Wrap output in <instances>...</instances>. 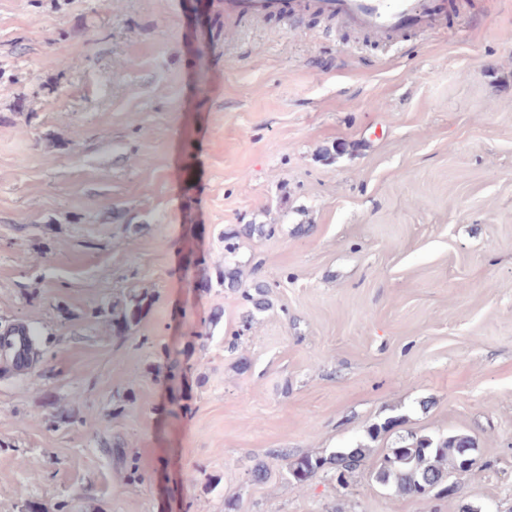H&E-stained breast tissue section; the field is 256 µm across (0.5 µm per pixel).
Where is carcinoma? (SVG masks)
<instances>
[{
    "label": "carcinoma",
    "mask_w": 512,
    "mask_h": 512,
    "mask_svg": "<svg viewBox=\"0 0 512 512\" xmlns=\"http://www.w3.org/2000/svg\"><path fill=\"white\" fill-rule=\"evenodd\" d=\"M274 231L271 224H242L224 233V271L214 279L206 277L203 285H215L241 292L248 304L245 321L271 307L268 286L255 281L243 287L242 271L229 260L236 252V240L240 238H265ZM148 297L134 295L124 303L112 308V325L123 335L136 326L148 310ZM40 332L24 324L0 323V357L6 359L7 368L29 373L39 362ZM371 449L363 444L341 448L329 461L336 472V482L349 484L352 474L369 456ZM327 459L320 456L304 455L287 466L291 480L302 485L323 470ZM478 464L475 442L466 434L431 437L409 433L400 438V445L390 448L374 463L372 476L376 483L398 496L422 497L442 489V482L454 471H469Z\"/></svg>",
    "instance_id": "obj_1"
}]
</instances>
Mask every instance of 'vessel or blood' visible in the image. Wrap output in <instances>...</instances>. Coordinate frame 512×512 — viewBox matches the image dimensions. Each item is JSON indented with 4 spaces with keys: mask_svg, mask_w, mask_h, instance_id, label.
Returning a JSON list of instances; mask_svg holds the SVG:
<instances>
[{
    "mask_svg": "<svg viewBox=\"0 0 512 512\" xmlns=\"http://www.w3.org/2000/svg\"><path fill=\"white\" fill-rule=\"evenodd\" d=\"M316 6L327 17L381 38L434 29L448 9L446 0H317ZM282 8V0H224V16L233 22L265 18Z\"/></svg>",
    "mask_w": 512,
    "mask_h": 512,
    "instance_id": "vessel-or-blood-1",
    "label": "vessel or blood"
}]
</instances>
